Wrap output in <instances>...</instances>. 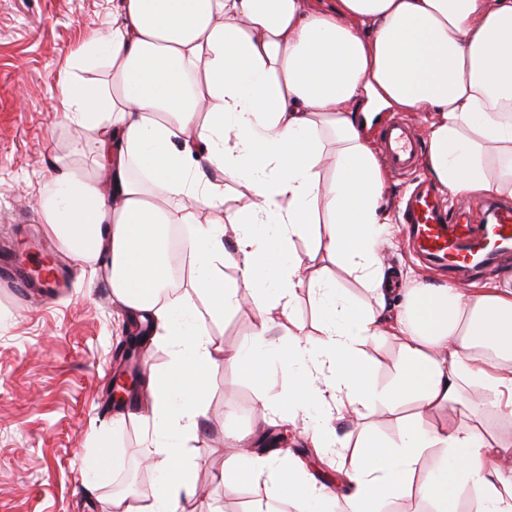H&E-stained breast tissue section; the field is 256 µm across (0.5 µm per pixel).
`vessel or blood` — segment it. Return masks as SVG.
<instances>
[{
	"label": "vessel or blood",
	"mask_w": 512,
	"mask_h": 512,
	"mask_svg": "<svg viewBox=\"0 0 512 512\" xmlns=\"http://www.w3.org/2000/svg\"><path fill=\"white\" fill-rule=\"evenodd\" d=\"M380 143L381 153L395 174H406L416 166L421 143L406 122L391 123ZM401 222L408 229L413 250L459 281L470 279L478 269L472 259L474 248H482L493 261L512 250V208L498 206L492 200L485 205L484 223L460 219L451 224L442 214L436 193L421 187L403 199Z\"/></svg>",
	"instance_id": "vessel-or-blood-1"
}]
</instances>
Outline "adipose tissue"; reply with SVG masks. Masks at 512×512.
I'll use <instances>...</instances> for the list:
<instances>
[{"label":"adipose tissue","instance_id":"ef3b65f1","mask_svg":"<svg viewBox=\"0 0 512 512\" xmlns=\"http://www.w3.org/2000/svg\"><path fill=\"white\" fill-rule=\"evenodd\" d=\"M104 43L108 81H82L75 56L60 83L75 132L99 131L94 163L107 177L60 158L63 192L38 206L61 248L103 271L133 329L171 352L166 370L148 377L143 415L142 457L161 479L132 510L113 500L114 512H195L197 465L185 443L199 429L206 379L223 364L262 368L259 350L275 336L288 392L260 405L280 422L312 404L388 414L415 406L394 440L364 439L339 512H374L377 501L413 493L435 512H457L465 489L479 512H512V471L498 465L512 445L455 414L468 391L512 412V284L466 291L416 279L398 314H381L389 292L379 250L392 221L369 138L381 112H427L430 178L453 194L512 198V0H121ZM228 178L247 198L226 197ZM200 207L226 221L196 226L184 242L196 299L165 297L170 231L193 224ZM307 237L315 250L299 254L294 242ZM319 255L363 283L378 310L341 294L315 266ZM304 287L317 293L315 341L291 321ZM247 294L256 323L224 348L197 306L217 317ZM381 339L398 349L382 389L365 352ZM226 440L238 452L218 476L225 493L255 481L332 495L286 452Z\"/></svg>","mask_w":512,"mask_h":512}]
</instances>
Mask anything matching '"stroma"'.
Returning a JSON list of instances; mask_svg holds the SVG:
<instances>
[{"instance_id": "1", "label": "stroma", "mask_w": 512, "mask_h": 512, "mask_svg": "<svg viewBox=\"0 0 512 512\" xmlns=\"http://www.w3.org/2000/svg\"><path fill=\"white\" fill-rule=\"evenodd\" d=\"M117 0H0V255L16 250L32 261L33 245L46 226L38 199L54 187L56 160L93 176L96 134L83 135L84 152L70 155L75 135L64 118L57 86L68 53L92 35L112 29ZM72 287L43 295L0 278V512H113L114 497L131 494L145 444L142 408L110 399L113 377L124 367L116 347L127 336V318L112 301L104 275L92 274L63 251ZM255 318L248 304L207 321L224 345L249 335ZM277 361L262 374L220 366L206 380L203 424L191 443L197 463V512H304L296 499L272 497L260 483H243L227 495L218 476L228 456L224 433L257 429L275 434L259 412V396L287 392ZM340 440L335 456L314 455L305 463L317 484L340 487L353 470L361 437L388 440L393 419L343 414L333 423ZM118 449L112 478L85 477L82 461L95 448Z\"/></svg>"}]
</instances>
